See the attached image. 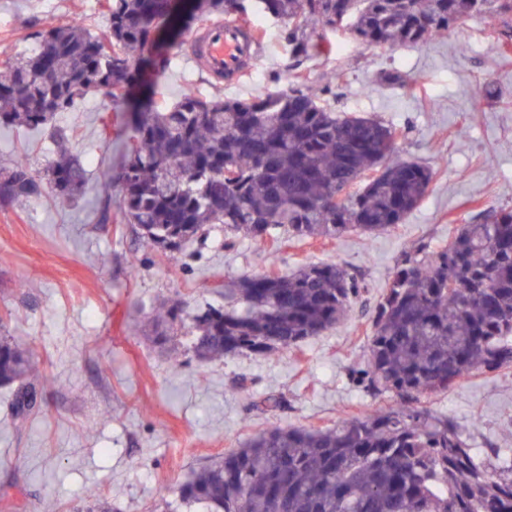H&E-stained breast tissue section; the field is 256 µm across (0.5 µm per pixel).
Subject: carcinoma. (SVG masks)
<instances>
[{
  "label": "carcinoma",
  "mask_w": 512,
  "mask_h": 512,
  "mask_svg": "<svg viewBox=\"0 0 512 512\" xmlns=\"http://www.w3.org/2000/svg\"><path fill=\"white\" fill-rule=\"evenodd\" d=\"M288 22L293 55L323 51L315 33L344 30L369 46L425 44L457 21L484 14L512 34V0H255ZM108 28L51 26L37 49L0 71V125L47 129L57 143L45 175L17 157L0 170V202L49 191L73 203L86 169L53 125L76 111L86 87L109 98L141 81L135 61L153 32L178 20L181 33L210 16L244 15V0H105ZM324 88L292 79L286 91L251 100H207L193 90L174 103L151 95L130 113L118 176L121 220L141 238L177 250L212 224L262 243L280 230L296 240L377 234L403 223L434 172L395 157L402 131L338 112ZM385 165L378 178L367 173ZM365 285L337 264L289 275L224 281V308L197 318L194 350L218 356L275 354L348 319ZM183 317L158 309L161 339ZM367 358L351 370L366 392L397 405L343 420L334 429L271 426L175 490L201 512H512V448L490 468L453 422L419 406L474 372L512 365V207L481 211L448 243L402 252L371 312ZM32 354L0 336V386H22Z\"/></svg>",
  "instance_id": "cac0c4a2"
}]
</instances>
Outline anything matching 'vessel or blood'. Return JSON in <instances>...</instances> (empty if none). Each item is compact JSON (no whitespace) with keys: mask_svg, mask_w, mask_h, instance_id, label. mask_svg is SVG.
I'll return each instance as SVG.
<instances>
[{"mask_svg":"<svg viewBox=\"0 0 512 512\" xmlns=\"http://www.w3.org/2000/svg\"><path fill=\"white\" fill-rule=\"evenodd\" d=\"M258 41L259 34L252 27L233 22L214 23L190 35L188 55L210 76L233 84L248 73Z\"/></svg>","mask_w":512,"mask_h":512,"instance_id":"obj_1","label":"vessel or blood"}]
</instances>
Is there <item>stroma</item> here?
I'll list each match as a JSON object with an SVG mask.
<instances>
[{"label":"stroma","mask_w":512,"mask_h":512,"mask_svg":"<svg viewBox=\"0 0 512 512\" xmlns=\"http://www.w3.org/2000/svg\"><path fill=\"white\" fill-rule=\"evenodd\" d=\"M105 0H0V66L31 52L47 27L82 20L106 27ZM264 53L234 86L216 83L183 53L185 38L159 36L142 54L144 83L125 99L97 93L57 115L69 149L88 173L86 194L69 203L47 194L0 205V336L28 347L36 410L16 415L13 389L0 387V512H81L99 490L121 512H167L172 489L273 424L328 429L390 405L349 379L363 362L369 314L398 256L431 247L479 211L512 207V41L498 23L474 15L432 42L368 47L344 31L324 32L325 51L298 60L287 22L249 9ZM406 74L382 85L383 71ZM337 111L374 116L400 128L397 155L434 171L429 191L405 223L338 240L257 244L225 241L217 224L169 252L146 243L120 219L100 223L117 197L125 122L153 91L167 101L184 88L206 98L248 99L288 87L289 75L318 85ZM491 83L493 101L479 86ZM25 154L42 172L55 153L49 134L0 127V168ZM338 263L367 291L348 321L299 348L202 362L193 352L192 314L223 302L225 278L288 274L307 263ZM188 314L166 346L148 319L164 304ZM424 406L451 418L485 457L512 448V367L473 373Z\"/></svg>","instance_id":"stroma-1"}]
</instances>
